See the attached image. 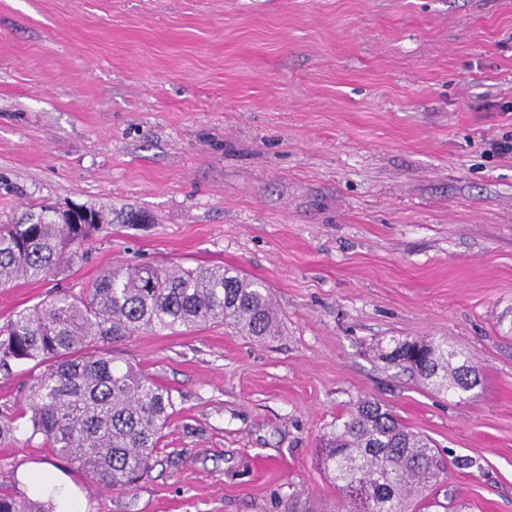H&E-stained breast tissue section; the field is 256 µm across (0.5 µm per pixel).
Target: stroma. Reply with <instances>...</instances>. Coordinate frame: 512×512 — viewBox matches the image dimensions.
I'll use <instances>...</instances> for the list:
<instances>
[{
    "label": "stroma",
    "instance_id": "35a3bbf8",
    "mask_svg": "<svg viewBox=\"0 0 512 512\" xmlns=\"http://www.w3.org/2000/svg\"><path fill=\"white\" fill-rule=\"evenodd\" d=\"M512 0H0V224L44 200L107 224L0 323L126 263L224 264L281 325L112 340L171 391L158 462L93 484L17 431L0 482L78 512H341L321 441L361 400L429 436L449 512H512ZM434 337L478 385L379 360ZM31 368L0 372L18 415Z\"/></svg>",
    "mask_w": 512,
    "mask_h": 512
}]
</instances>
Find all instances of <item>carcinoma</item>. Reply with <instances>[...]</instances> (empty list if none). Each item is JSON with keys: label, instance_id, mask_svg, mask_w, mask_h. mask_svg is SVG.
Masks as SVG:
<instances>
[{"label": "carcinoma", "instance_id": "cac0c4a2", "mask_svg": "<svg viewBox=\"0 0 512 512\" xmlns=\"http://www.w3.org/2000/svg\"><path fill=\"white\" fill-rule=\"evenodd\" d=\"M90 223L61 224L48 203L0 225V286L58 273L83 243L112 220L85 208ZM222 323L263 340L278 333L265 287L222 265H118L92 288L59 292L0 324V368L31 363L39 372L18 417H0V446L19 428L93 483L131 489L155 463L170 410V391L151 377L115 364L101 351L140 330L154 332ZM387 362L445 390L468 391V360L445 341H397L381 351ZM24 420L23 426L16 419ZM321 463L333 475L349 512H361V488L376 491L367 512H408L407 499L426 498L445 465L430 440L408 431L381 404L363 400L324 435ZM61 488L0 492V512H54Z\"/></svg>", "mask_w": 512, "mask_h": 512}]
</instances>
